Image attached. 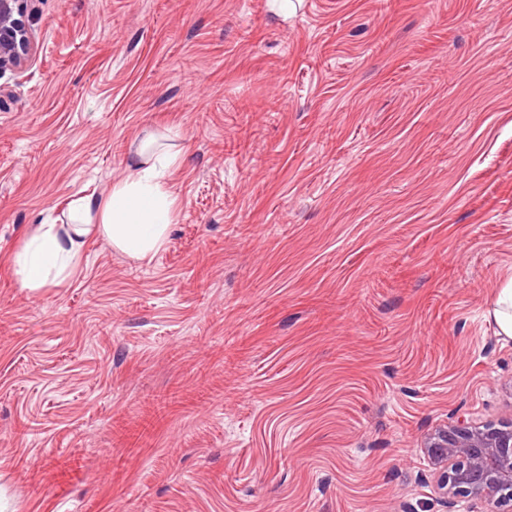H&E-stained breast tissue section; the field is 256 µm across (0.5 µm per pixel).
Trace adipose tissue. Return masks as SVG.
Listing matches in <instances>:
<instances>
[{
  "label": "adipose tissue",
  "mask_w": 512,
  "mask_h": 512,
  "mask_svg": "<svg viewBox=\"0 0 512 512\" xmlns=\"http://www.w3.org/2000/svg\"><path fill=\"white\" fill-rule=\"evenodd\" d=\"M143 151L108 197H81L71 205L68 223L34 225L25 246L11 259L20 288L37 292L65 282L93 236L141 261L166 245L178 203L169 177L180 155L153 154L148 144Z\"/></svg>",
  "instance_id": "obj_1"
}]
</instances>
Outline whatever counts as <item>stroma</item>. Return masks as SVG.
I'll return each instance as SVG.
<instances>
[{
  "instance_id": "obj_1",
  "label": "stroma",
  "mask_w": 512,
  "mask_h": 512,
  "mask_svg": "<svg viewBox=\"0 0 512 512\" xmlns=\"http://www.w3.org/2000/svg\"><path fill=\"white\" fill-rule=\"evenodd\" d=\"M0 77V512H443L423 450L512 422V0H38ZM182 154L167 245L31 226ZM488 315L497 326L498 336L512 340V279L500 288L488 310Z\"/></svg>"
}]
</instances>
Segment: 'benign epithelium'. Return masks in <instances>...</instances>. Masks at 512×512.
Segmentation results:
<instances>
[{
  "label": "benign epithelium",
  "instance_id": "1",
  "mask_svg": "<svg viewBox=\"0 0 512 512\" xmlns=\"http://www.w3.org/2000/svg\"><path fill=\"white\" fill-rule=\"evenodd\" d=\"M0 0V74L25 64L32 50L28 4ZM424 452L446 512H512V422L459 417L431 433Z\"/></svg>",
  "mask_w": 512,
  "mask_h": 512
}]
</instances>
